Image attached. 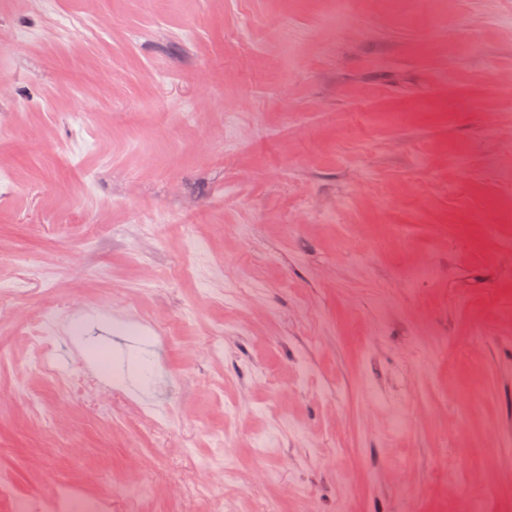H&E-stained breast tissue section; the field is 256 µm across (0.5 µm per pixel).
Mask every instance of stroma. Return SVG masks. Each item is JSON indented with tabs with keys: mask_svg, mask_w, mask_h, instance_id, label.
I'll list each match as a JSON object with an SVG mask.
<instances>
[{
	"mask_svg": "<svg viewBox=\"0 0 512 512\" xmlns=\"http://www.w3.org/2000/svg\"><path fill=\"white\" fill-rule=\"evenodd\" d=\"M326 2L0 0V471L19 493L512 512V0L414 20L363 0L345 29ZM194 241L208 268L178 277Z\"/></svg>",
	"mask_w": 512,
	"mask_h": 512,
	"instance_id": "1",
	"label": "stroma"
}]
</instances>
